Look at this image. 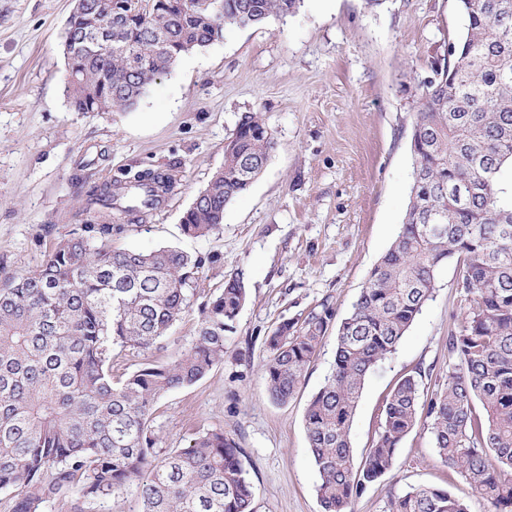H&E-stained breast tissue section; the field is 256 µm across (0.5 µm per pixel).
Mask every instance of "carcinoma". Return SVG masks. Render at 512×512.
Masks as SVG:
<instances>
[{"label":"carcinoma","mask_w":512,"mask_h":512,"mask_svg":"<svg viewBox=\"0 0 512 512\" xmlns=\"http://www.w3.org/2000/svg\"><path fill=\"white\" fill-rule=\"evenodd\" d=\"M76 6L63 34V93L75 112H129L184 54L226 31L295 12L300 0H95ZM465 19L448 76L424 82L410 143L413 182L397 236L336 330L335 358L309 400L304 427L323 512H350L365 487L390 471L401 441L429 419L433 448L493 506L512 512V0H457ZM274 145L254 113L242 115L224 150L225 174L181 220L184 235L219 229L225 207L262 173ZM176 175L139 172L94 185L92 224L55 243L25 276L0 288V492L7 512H45L62 494L95 512L132 493L138 512H255L242 449L222 430L163 450L151 426L167 393L197 383L224 360L246 305L230 275L202 309L197 336L164 362L149 351L189 307L200 261L174 248L112 247L118 216L140 224ZM458 266L465 307L448 335V380L420 403L421 372L404 375L382 411L377 437L355 464L350 428L368 375L396 350L436 276ZM333 317L320 304L263 338L270 399L288 402L306 377ZM142 357L133 371L130 352ZM390 512H467L430 486L390 500Z\"/></svg>","instance_id":"obj_1"}]
</instances>
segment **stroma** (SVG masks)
I'll return each mask as SVG.
<instances>
[{
	"label": "stroma",
	"instance_id": "1",
	"mask_svg": "<svg viewBox=\"0 0 512 512\" xmlns=\"http://www.w3.org/2000/svg\"><path fill=\"white\" fill-rule=\"evenodd\" d=\"M72 0H0V285L43 260L53 243L90 223L86 191L144 168L180 185L143 224H122L116 248L172 246L201 261L189 308L153 348L187 350L200 310L242 273L249 299L222 364L164 395L152 426L162 448L221 429L242 449L255 512H322L303 416L334 360L335 330L292 399L271 401L260 366L279 322L329 303L350 312L402 223L413 181L410 134L418 86L432 79L464 19L456 0H301L261 27L232 29L184 55L131 112H74L63 95L60 33ZM274 147L262 175L224 210L214 234L189 238L181 219L224 164L244 113ZM455 264L395 353L370 376L354 416L356 456L370 448L385 400L405 374L433 387L448 378V333L463 316ZM420 484L448 490L468 512L487 499L441 463L417 426L394 468L354 498L351 512H389L392 495Z\"/></svg>",
	"mask_w": 512,
	"mask_h": 512
}]
</instances>
